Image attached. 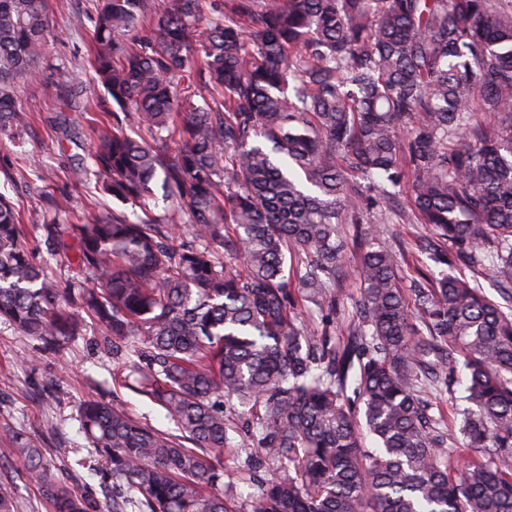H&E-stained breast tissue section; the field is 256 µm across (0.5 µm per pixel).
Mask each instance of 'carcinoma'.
<instances>
[{"label": "carcinoma", "mask_w": 512, "mask_h": 512, "mask_svg": "<svg viewBox=\"0 0 512 512\" xmlns=\"http://www.w3.org/2000/svg\"><path fill=\"white\" fill-rule=\"evenodd\" d=\"M89 22L112 122L71 178L140 211L43 225L96 282L74 291L0 193V318L57 350L77 303L114 385L173 423L79 406L112 512H239L226 458L266 473L248 512H512V312L479 283L512 293V0H101ZM51 31L46 0H0V135L29 125L18 83L45 78ZM382 203L425 225L427 283L405 286L381 228L348 269L344 225ZM426 388L464 403L458 425ZM3 436L52 512H92Z\"/></svg>", "instance_id": "carcinoma-1"}]
</instances>
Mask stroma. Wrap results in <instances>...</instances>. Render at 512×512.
<instances>
[{"label": "stroma", "mask_w": 512, "mask_h": 512, "mask_svg": "<svg viewBox=\"0 0 512 512\" xmlns=\"http://www.w3.org/2000/svg\"><path fill=\"white\" fill-rule=\"evenodd\" d=\"M48 6L54 38L42 63L47 77L18 90L21 106L33 113L34 121L21 136L0 146V191L8 192L20 211L34 259L47 264L62 285L86 286L91 282L87 273L52 256L42 226L55 220L75 223L91 207L102 212L113 208L111 199L96 196L93 185L68 177L70 168L87 162L91 149L96 115L84 106L102 94L87 62L88 18L97 0H48ZM34 164L47 166L48 178H27ZM62 191L71 208L58 217L50 200ZM37 349L36 340L0 320V428H11L49 449L54 465L76 492L91 498L94 508L111 505L112 484L94 473L97 457L78 431L79 403L116 395L131 414L161 430L169 427L165 413L131 389H113L117 365L94 325L84 324L60 352L41 355ZM19 468L10 444L0 442V482L14 483L16 512H47L35 482L18 479Z\"/></svg>", "instance_id": "stroma-1"}]
</instances>
